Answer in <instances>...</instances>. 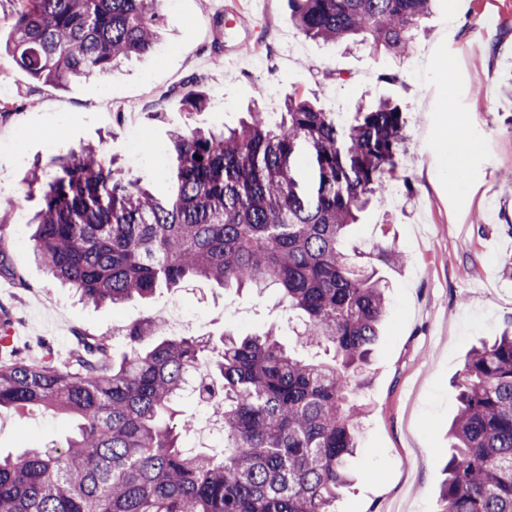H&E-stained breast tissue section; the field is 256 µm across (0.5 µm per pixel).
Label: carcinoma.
Returning <instances> with one entry per match:
<instances>
[{
  "instance_id": "1",
  "label": "carcinoma",
  "mask_w": 512,
  "mask_h": 512,
  "mask_svg": "<svg viewBox=\"0 0 512 512\" xmlns=\"http://www.w3.org/2000/svg\"><path fill=\"white\" fill-rule=\"evenodd\" d=\"M164 0H11L0 60L64 87L150 52ZM307 37L408 55L431 0H289ZM194 82L191 111L207 105ZM406 112L388 99L350 122L290 96L271 119L259 108L232 129L170 136L173 192L161 197L86 147L34 169L33 252L50 276L95 307L202 278L275 286L298 313L297 355L271 332L220 343L165 337L156 315L125 328L130 353L77 331L68 359L50 345L24 360L0 347V409L65 411L79 419L66 446L0 456V512H335L350 482L362 411L353 385L368 369L386 314L385 287L356 269L346 229L387 197L404 153ZM313 169L297 176L298 150ZM0 218V272H10ZM159 336L142 349L145 340ZM223 421L224 447L185 448L192 421L175 409L192 374ZM454 440L439 512H512V334L473 348L459 378Z\"/></svg>"
}]
</instances>
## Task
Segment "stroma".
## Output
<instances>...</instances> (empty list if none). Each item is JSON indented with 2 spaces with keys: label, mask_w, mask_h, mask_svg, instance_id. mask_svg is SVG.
<instances>
[{
  "label": "stroma",
  "mask_w": 512,
  "mask_h": 512,
  "mask_svg": "<svg viewBox=\"0 0 512 512\" xmlns=\"http://www.w3.org/2000/svg\"><path fill=\"white\" fill-rule=\"evenodd\" d=\"M235 5V14L224 11ZM223 16V29L213 25ZM288 0H165L162 38L120 71L59 88L15 67L0 69L20 105L0 123V210L35 211L27 198L35 165L92 145L155 194L167 176L169 134L238 127L252 105L280 112L288 95L315 100L351 120L361 103L387 98L408 112L407 151L392 199L372 201L348 241L370 250L392 244L403 262L365 259L388 285L387 313L359 399L367 407L354 483L336 512H438L448 458V428L458 408L455 382L480 340L512 328V0H434L425 31L405 59L359 46L326 45L290 21ZM250 40L238 49L240 40ZM224 61H216L215 42ZM395 70L398 83L379 82ZM197 81L209 98L187 112L181 91ZM149 133L154 153L129 156L130 122ZM465 126L467 145L448 149L441 133ZM28 224L8 227L11 275L0 274V306L16 321L25 354L45 341L67 354L76 331L113 335L141 317L177 306L189 335L218 341L225 330H267L297 345L275 291L220 288L197 279L147 301L93 307L60 287L33 255ZM73 418L59 411L0 410V453L65 444Z\"/></svg>",
  "instance_id": "1"
}]
</instances>
